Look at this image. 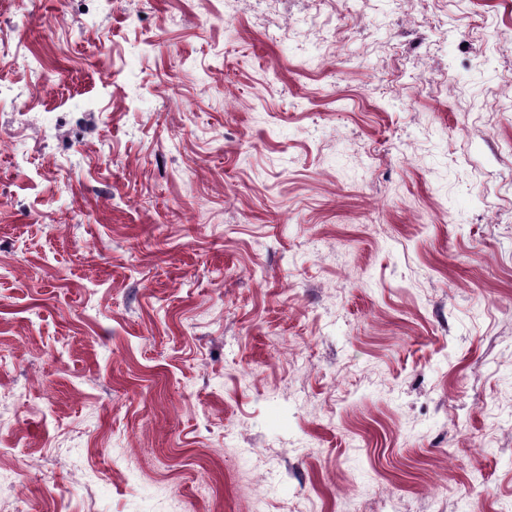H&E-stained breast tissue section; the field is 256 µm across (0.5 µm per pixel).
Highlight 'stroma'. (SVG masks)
I'll use <instances>...</instances> for the list:
<instances>
[{
    "label": "stroma",
    "mask_w": 512,
    "mask_h": 512,
    "mask_svg": "<svg viewBox=\"0 0 512 512\" xmlns=\"http://www.w3.org/2000/svg\"><path fill=\"white\" fill-rule=\"evenodd\" d=\"M0 47V512H512V0H0Z\"/></svg>",
    "instance_id": "1"
}]
</instances>
